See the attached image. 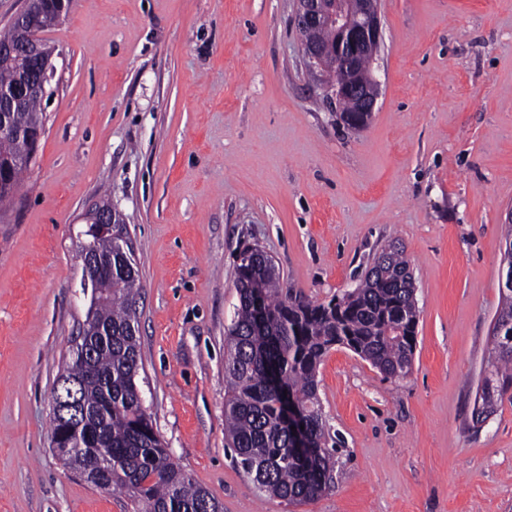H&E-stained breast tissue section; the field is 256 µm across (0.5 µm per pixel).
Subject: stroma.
<instances>
[{
    "mask_svg": "<svg viewBox=\"0 0 512 512\" xmlns=\"http://www.w3.org/2000/svg\"><path fill=\"white\" fill-rule=\"evenodd\" d=\"M295 0H71L44 38L45 132L0 210V512H137L51 447L90 297L86 215L109 203L141 283L136 378L172 460L222 512H512V401L473 420L512 209V0H381V82L350 130L307 69ZM413 269V373L334 346L317 396L331 488L258 492L224 442L240 251L329 301L391 243Z\"/></svg>",
    "mask_w": 512,
    "mask_h": 512,
    "instance_id": "1",
    "label": "stroma"
}]
</instances>
